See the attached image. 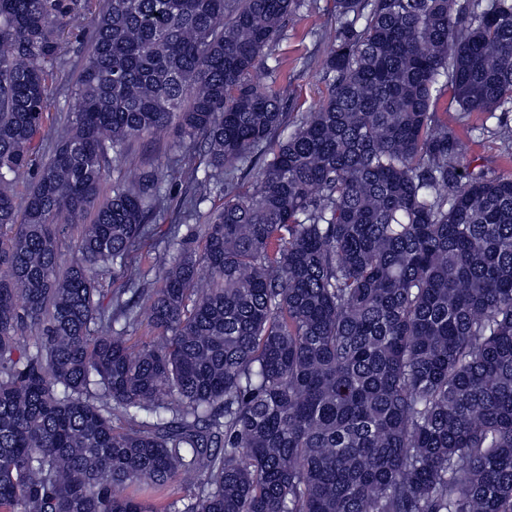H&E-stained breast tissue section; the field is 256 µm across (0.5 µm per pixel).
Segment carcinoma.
<instances>
[{
    "mask_svg": "<svg viewBox=\"0 0 512 512\" xmlns=\"http://www.w3.org/2000/svg\"><path fill=\"white\" fill-rule=\"evenodd\" d=\"M316 5L0 0V512H512V177L431 111L512 113V0H334L293 116L265 57ZM170 128L192 193L144 267L169 174L128 150ZM76 52L71 51L66 56V61L62 65L58 80L53 84L50 91L51 98V129H46V134L39 140L40 151L47 149L57 136V125L66 121L69 113L75 108V98L72 94L79 74H80V58Z\"/></svg>",
    "mask_w": 512,
    "mask_h": 512,
    "instance_id": "1",
    "label": "carcinoma"
}]
</instances>
